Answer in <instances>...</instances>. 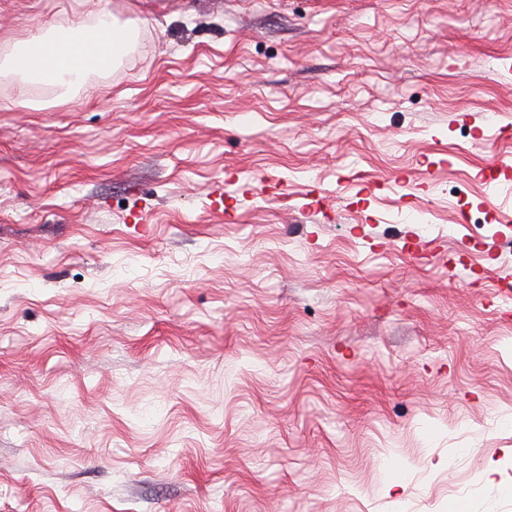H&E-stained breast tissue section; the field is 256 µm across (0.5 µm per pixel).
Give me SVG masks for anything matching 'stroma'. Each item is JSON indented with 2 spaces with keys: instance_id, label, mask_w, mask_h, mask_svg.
<instances>
[{
  "instance_id": "stroma-1",
  "label": "stroma",
  "mask_w": 512,
  "mask_h": 512,
  "mask_svg": "<svg viewBox=\"0 0 512 512\" xmlns=\"http://www.w3.org/2000/svg\"><path fill=\"white\" fill-rule=\"evenodd\" d=\"M0 512H512V0H0ZM129 33L101 14L90 28L79 24L68 30L56 29L50 38L35 36L14 52L12 63L41 82L58 83L66 77L80 81L89 71L112 66V58L119 53L117 47H126Z\"/></svg>"
}]
</instances>
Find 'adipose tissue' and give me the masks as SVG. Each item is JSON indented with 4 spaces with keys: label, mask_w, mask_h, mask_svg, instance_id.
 I'll list each match as a JSON object with an SVG mask.
<instances>
[{
    "label": "adipose tissue",
    "mask_w": 512,
    "mask_h": 512,
    "mask_svg": "<svg viewBox=\"0 0 512 512\" xmlns=\"http://www.w3.org/2000/svg\"><path fill=\"white\" fill-rule=\"evenodd\" d=\"M129 41L127 29L115 26L108 15H100L92 27L78 25L56 31L52 37H34L14 52L12 63L39 81L58 83L65 78H84L114 58Z\"/></svg>",
    "instance_id": "adipose-tissue-1"
}]
</instances>
